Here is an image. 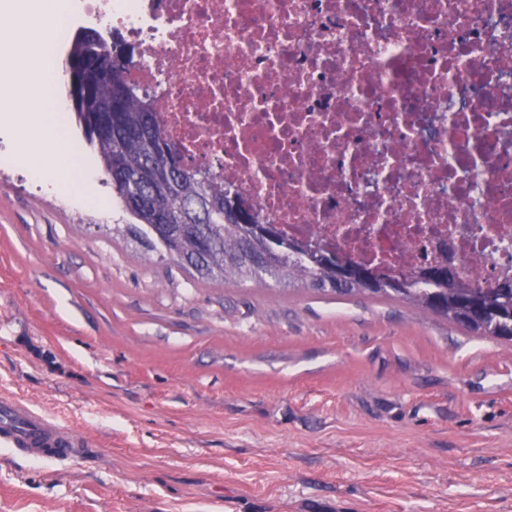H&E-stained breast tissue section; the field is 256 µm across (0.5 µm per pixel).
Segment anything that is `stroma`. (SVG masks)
<instances>
[{"label":"stroma","mask_w":512,"mask_h":512,"mask_svg":"<svg viewBox=\"0 0 512 512\" xmlns=\"http://www.w3.org/2000/svg\"><path fill=\"white\" fill-rule=\"evenodd\" d=\"M0 93V397L92 439L0 449V512H512V344L365 294L145 254L90 147L31 173ZM35 152L27 154L24 142Z\"/></svg>","instance_id":"35a3bbf8"}]
</instances>
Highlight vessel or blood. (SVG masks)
Wrapping results in <instances>:
<instances>
[{
  "label": "vessel or blood",
  "mask_w": 512,
  "mask_h": 512,
  "mask_svg": "<svg viewBox=\"0 0 512 512\" xmlns=\"http://www.w3.org/2000/svg\"><path fill=\"white\" fill-rule=\"evenodd\" d=\"M88 440L71 427L54 422L27 403L0 398V446L14 452L63 462L81 455Z\"/></svg>",
  "instance_id": "b4317fda"
}]
</instances>
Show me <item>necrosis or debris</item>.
<instances>
[{
    "instance_id": "1",
    "label": "necrosis or debris",
    "mask_w": 512,
    "mask_h": 512,
    "mask_svg": "<svg viewBox=\"0 0 512 512\" xmlns=\"http://www.w3.org/2000/svg\"><path fill=\"white\" fill-rule=\"evenodd\" d=\"M187 161L385 270L512 277V0H84Z\"/></svg>"
}]
</instances>
